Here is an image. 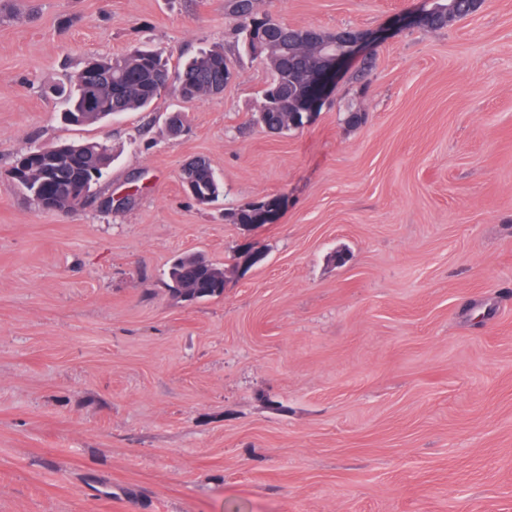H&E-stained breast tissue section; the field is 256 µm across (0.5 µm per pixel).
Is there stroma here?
<instances>
[{
    "label": "stroma",
    "mask_w": 512,
    "mask_h": 512,
    "mask_svg": "<svg viewBox=\"0 0 512 512\" xmlns=\"http://www.w3.org/2000/svg\"><path fill=\"white\" fill-rule=\"evenodd\" d=\"M256 5L375 32L373 69L272 136L227 0H0V512H512V0L437 31L423 0ZM143 44L223 47L235 76L60 121L47 86ZM59 141L112 163L47 212L9 171ZM197 157L223 184L205 206ZM266 196L274 224L225 220ZM188 253L224 265L222 297L170 291Z\"/></svg>",
    "instance_id": "obj_1"
}]
</instances>
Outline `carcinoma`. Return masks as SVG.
<instances>
[{"mask_svg":"<svg viewBox=\"0 0 512 512\" xmlns=\"http://www.w3.org/2000/svg\"><path fill=\"white\" fill-rule=\"evenodd\" d=\"M479 8V0H455V11L445 17L428 16L423 26L430 31L447 27ZM229 13L235 17L234 34L245 53L259 61L270 73V81L261 90L256 123L268 133L304 126V115L297 104L307 94L314 72L322 64L317 44L303 37V30L293 28L255 9L254 0H229ZM230 61L220 47L205 50L185 62L170 63L164 52L141 46L130 48L117 58H91L69 77L72 99L61 113L68 125L97 124L111 116L127 112H148L160 98L162 90L177 84L185 101L215 92L222 93L231 80ZM97 93L98 105L86 108L88 88ZM110 148L100 142H63L44 151L29 150L18 154L10 171L12 180L26 191L44 211L74 210L80 203L58 193L46 182L44 171L51 169L63 183L97 181L111 163ZM196 189L217 198L222 185L209 161L197 157L183 168ZM227 219L242 226L264 223L262 205L252 201L232 210ZM224 266L198 254L176 258L170 273L172 292L185 301L217 298L224 294Z\"/></svg>","mask_w":512,"mask_h":512,"instance_id":"cac0c4a2","label":"carcinoma"}]
</instances>
